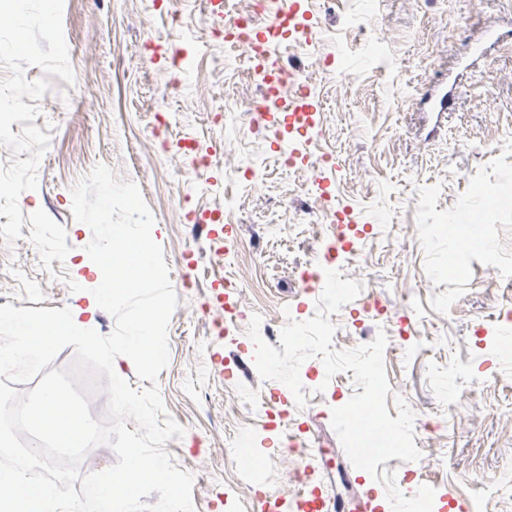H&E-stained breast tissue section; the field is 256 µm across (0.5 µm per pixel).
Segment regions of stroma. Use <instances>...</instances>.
I'll return each mask as SVG.
<instances>
[{
    "label": "stroma",
    "mask_w": 512,
    "mask_h": 512,
    "mask_svg": "<svg viewBox=\"0 0 512 512\" xmlns=\"http://www.w3.org/2000/svg\"><path fill=\"white\" fill-rule=\"evenodd\" d=\"M311 41L270 48L266 68L295 64L317 103L303 139L281 115L252 128L260 78L225 64L214 25L252 0H66L65 39L75 83L38 103L35 126L50 144L38 187L21 194L22 237L0 239V306L85 305L95 275L85 248L91 229L71 212V190L96 165L135 182L154 218L178 306L169 356L155 383L185 429L164 445L194 477L196 512H254L256 486L288 501L301 489L299 458L282 446L281 421L250 408L274 394L292 409L310 453L311 485L340 512H366L385 486L356 469L331 427L333 408L358 391L352 373L327 377L319 358L299 375L305 407L253 364L247 325L232 305L278 325L285 310L307 312L319 295L306 274L339 228L322 221L328 198L363 228L362 254L343 279L362 283L385 315L353 300L332 317L334 349H353L385 331L386 405L405 399L415 414L416 462L383 469L419 488L512 512L502 493L512 477V200L492 193L512 174V0H300ZM497 38H489L488 26ZM448 91L447 111L429 95ZM293 145L294 168L271 142ZM216 154L193 166L184 143ZM235 210L223 234H197L191 215ZM266 466L260 483L243 456Z\"/></svg>",
    "instance_id": "35a3bbf8"
}]
</instances>
